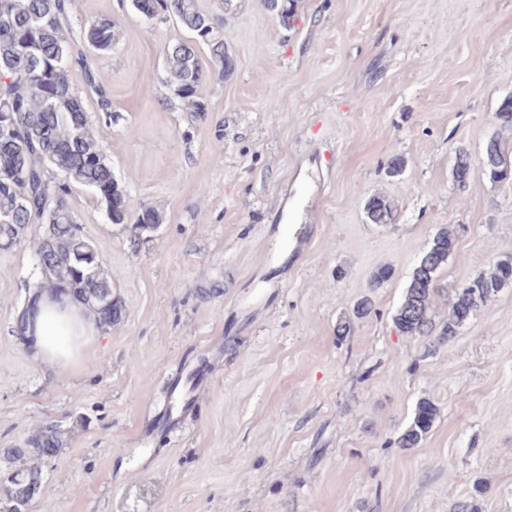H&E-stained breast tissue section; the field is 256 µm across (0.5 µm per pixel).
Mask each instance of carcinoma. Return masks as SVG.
<instances>
[{
    "label": "carcinoma",
    "instance_id": "cac0c4a2",
    "mask_svg": "<svg viewBox=\"0 0 512 512\" xmlns=\"http://www.w3.org/2000/svg\"><path fill=\"white\" fill-rule=\"evenodd\" d=\"M137 11L155 12L159 19L173 18L190 33L187 40L165 47L169 82L192 112L207 111L199 93L205 77L198 49L210 55L211 73L217 78L234 71L232 55L224 45L222 17L199 8L197 0H135ZM116 41V25L101 18L74 28L70 0H0V118H8L17 151L0 150V245L12 246L26 236L29 225L42 226L33 239V269L26 296L16 318V330L25 332L29 309L44 291H64L83 302L102 328L121 315L112 283L102 272L95 245L81 234L70 205V193L56 191L62 177L70 186L100 185L110 194L105 200L113 224H135L142 232L153 231L161 216L152 206L132 208L126 191L112 175L100 143L93 133L81 92L70 80L80 70L86 88L94 92L103 110L111 111L106 88L89 56L103 54ZM504 128H512V95L504 97L496 112ZM71 143L67 154L56 145ZM481 172L493 181L512 177V148L498 136L485 143ZM471 174L469 152H455L453 176L463 186ZM369 220L389 224L392 212L384 198L374 196L366 205ZM457 235L440 228L413 268L404 297L393 321L407 336H437L444 342L476 315L498 292L512 288V258L498 260L491 272L480 275L454 291L448 318L436 325L433 297L439 292L438 275L457 246ZM437 417L435 404L423 398L397 439L400 448H416L431 432ZM63 439L52 423L38 426L20 448H3L0 455L16 468L0 478V506L10 512H27L37 498L47 497L37 462L56 455Z\"/></svg>",
    "mask_w": 512,
    "mask_h": 512
}]
</instances>
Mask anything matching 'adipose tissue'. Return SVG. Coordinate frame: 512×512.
<instances>
[{"label": "adipose tissue", "mask_w": 512, "mask_h": 512, "mask_svg": "<svg viewBox=\"0 0 512 512\" xmlns=\"http://www.w3.org/2000/svg\"><path fill=\"white\" fill-rule=\"evenodd\" d=\"M96 326L93 313L71 295L43 293L26 329L33 360L58 369L68 367Z\"/></svg>", "instance_id": "adipose-tissue-1"}]
</instances>
